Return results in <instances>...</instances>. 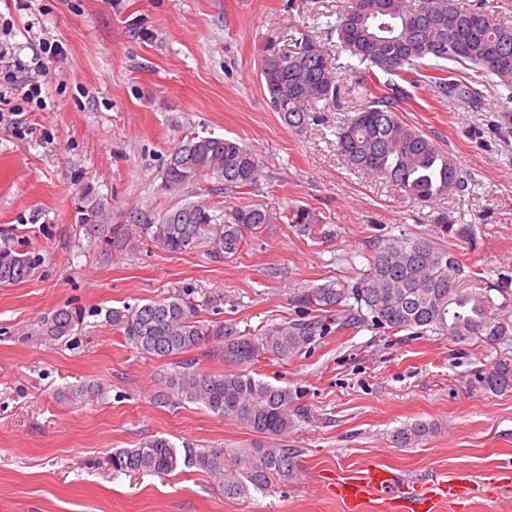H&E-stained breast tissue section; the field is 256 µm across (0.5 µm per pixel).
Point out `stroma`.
<instances>
[{
  "label": "stroma",
  "mask_w": 512,
  "mask_h": 512,
  "mask_svg": "<svg viewBox=\"0 0 512 512\" xmlns=\"http://www.w3.org/2000/svg\"><path fill=\"white\" fill-rule=\"evenodd\" d=\"M347 0H0V21L22 72L34 66L35 36L64 53L45 79L46 110L12 97L0 122V246L39 258L28 280L0 286V512H345L320 478L368 466L413 480L463 477L476 491L437 512H512V390L479 378L512 343L415 336L367 325L326 330L288 360L252 370L287 387L308 408L281 437L297 477L248 498L226 495L197 468L126 473L112 454L164 437L176 447L253 448L262 436L191 403H161L174 358L139 353L108 322L113 308L180 296L198 319L237 336L304 318L299 289L353 280L375 239L427 238L452 251L465 288L512 289V90L490 85L477 104L447 101L430 83L409 86L400 117L460 165L467 184L422 203L389 181L355 169L336 150V131L364 102L359 74L329 23ZM330 56L337 100L319 102L294 132L273 112L260 70L272 50L301 34ZM243 141L262 163L257 187L193 201L221 202L192 250L170 252L140 236L108 247L77 222L85 195L113 223L150 224L184 203L163 190L172 149L193 136ZM262 205L267 224L242 226V248L225 253L224 223ZM301 206L330 237L283 220ZM447 223H439V216ZM78 308L82 324L58 340L38 335L43 317ZM93 384L81 403L58 391ZM429 424L402 446L396 432Z\"/></svg>",
  "instance_id": "stroma-1"
}]
</instances>
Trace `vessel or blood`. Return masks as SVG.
Segmentation results:
<instances>
[{
  "label": "vessel or blood",
  "mask_w": 512,
  "mask_h": 512,
  "mask_svg": "<svg viewBox=\"0 0 512 512\" xmlns=\"http://www.w3.org/2000/svg\"><path fill=\"white\" fill-rule=\"evenodd\" d=\"M462 479L407 482L401 474L378 466L368 467L336 483L335 493L348 512H360L367 498L377 497L391 512H434L439 501L466 495Z\"/></svg>",
  "instance_id": "b4317fda"
}]
</instances>
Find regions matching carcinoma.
<instances>
[{
    "mask_svg": "<svg viewBox=\"0 0 512 512\" xmlns=\"http://www.w3.org/2000/svg\"><path fill=\"white\" fill-rule=\"evenodd\" d=\"M330 33L341 49L368 66L369 86L364 107L337 132L339 153L355 168L385 178L420 202H431L462 186L457 161L398 115L407 90L392 80L413 84V72L432 60L436 74L429 82L443 98L470 99L474 75L493 76L512 84V26L495 21L486 12L465 8L453 0H354L337 14ZM261 79L273 111L289 129L303 130L310 112L320 101L337 96L335 76L328 58L315 44L305 41L294 50L277 52L264 60ZM262 168L246 144L231 138L193 136L175 146L162 174L166 190L180 191L206 180L211 191L256 187ZM220 218L203 204L188 202L170 210L156 224H138L139 235L170 252L194 247L201 225ZM269 216L258 206L236 214L235 223L224 225V253L238 252L240 226L267 223ZM288 223L306 232L319 223L313 212L291 208ZM78 224L107 246L122 243L129 232L121 224L108 223L103 206L86 194ZM368 267L352 281L330 280L296 295L297 303L318 316L309 320L274 325L259 336L224 339L222 322L197 319L191 302L168 297L135 307L114 308L107 319L128 343L144 354L167 358L219 342L224 361L237 370L224 374L201 371L182 361L170 375L163 399L199 404L268 439L258 448H177L157 437L135 448L112 454L117 472L170 473L181 466L195 467L224 487V492L247 497L264 492L273 481L290 482L296 475L293 452L274 443L306 418L295 406V394L283 386L256 378L250 367L258 358L287 360L308 345L331 319L339 327L367 324L375 329L428 332L464 342L481 338L501 343L512 339V312L492 313L488 294L460 287L465 270L450 250L436 247L427 238L403 241L377 239L371 246ZM39 259L13 246H0V285L30 278ZM84 315L59 308L45 318L41 334L59 339L69 335ZM484 389H512V357L496 360L480 377ZM91 386L66 388L58 397L83 402L92 397ZM430 427L414 423L400 431L404 444L426 436Z\"/></svg>",
    "mask_w": 512,
    "mask_h": 512,
    "instance_id": "obj_1",
    "label": "carcinoma"
}]
</instances>
